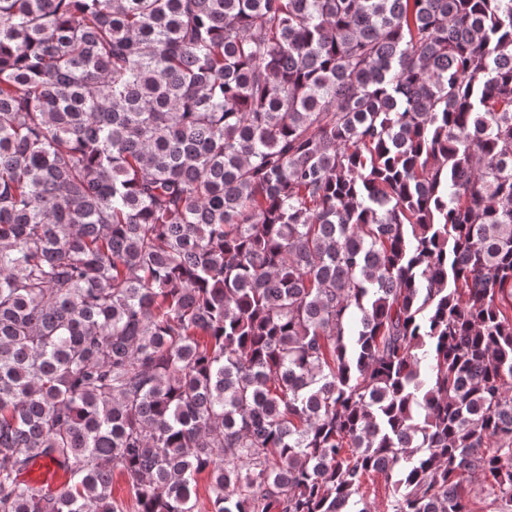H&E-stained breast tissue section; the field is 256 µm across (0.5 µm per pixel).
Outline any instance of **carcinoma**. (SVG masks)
<instances>
[{"instance_id":"cac0c4a2","label":"carcinoma","mask_w":512,"mask_h":512,"mask_svg":"<svg viewBox=\"0 0 512 512\" xmlns=\"http://www.w3.org/2000/svg\"><path fill=\"white\" fill-rule=\"evenodd\" d=\"M205 471L512 512V0H0V512Z\"/></svg>"}]
</instances>
